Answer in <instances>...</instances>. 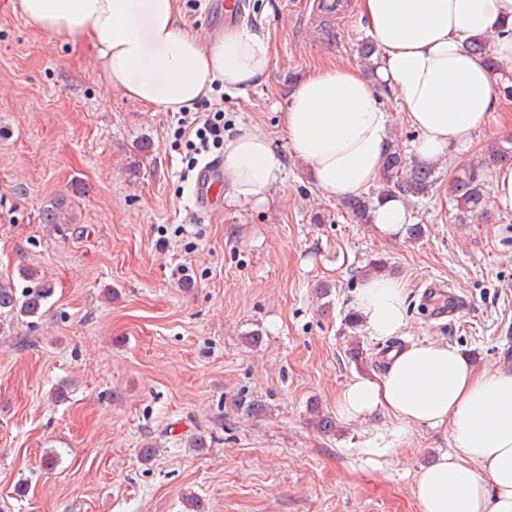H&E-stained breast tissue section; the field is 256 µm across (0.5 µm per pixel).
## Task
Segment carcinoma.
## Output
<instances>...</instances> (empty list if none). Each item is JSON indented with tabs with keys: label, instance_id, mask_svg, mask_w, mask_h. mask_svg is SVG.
<instances>
[{
	"label": "carcinoma",
	"instance_id": "cac0c4a2",
	"mask_svg": "<svg viewBox=\"0 0 512 512\" xmlns=\"http://www.w3.org/2000/svg\"><path fill=\"white\" fill-rule=\"evenodd\" d=\"M511 158L512 150L493 146L489 150L488 159L480 162L478 167L458 175L449 183L448 191L458 211V223L463 224L485 212L488 204L484 180L485 167L490 163H503ZM435 173L434 166L407 156L399 145L393 144L385 157L378 189L366 195L347 198L341 201V206L357 221L367 224L371 220V212L375 210L376 203L384 198L401 196L407 200L411 197L422 198L429 195L437 182ZM42 219L45 224L68 223L64 203L60 200L52 202L43 209ZM52 294L53 288L47 283H41L19 295L13 282L1 277L0 317H39ZM264 406V400L245 395L235 400L236 410L247 416L262 410Z\"/></svg>",
	"mask_w": 512,
	"mask_h": 512
}]
</instances>
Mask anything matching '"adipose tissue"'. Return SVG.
I'll return each instance as SVG.
<instances>
[{
	"mask_svg": "<svg viewBox=\"0 0 512 512\" xmlns=\"http://www.w3.org/2000/svg\"><path fill=\"white\" fill-rule=\"evenodd\" d=\"M29 26L87 48L110 87L150 109L193 110L215 86L257 84L270 69L266 34L241 25L221 35L187 29L177 0H17ZM380 50L374 77L327 67L306 77L284 116L291 154L322 194L342 199L377 185L388 150L380 92L397 93L418 133L415 152L434 161L463 151L512 87V66L489 69L469 44L493 36L512 63V0H359ZM232 204L260 205L284 161L266 136L242 127L224 141ZM372 336L406 326L405 286L363 280L356 294ZM386 411L401 428H447L452 451L423 468L414 486L421 512H512V368L481 371L458 348L415 342L385 373L355 378L337 396L349 421Z\"/></svg>",
	"mask_w": 512,
	"mask_h": 512,
	"instance_id": "ef3b65f1",
	"label": "adipose tissue"
}]
</instances>
